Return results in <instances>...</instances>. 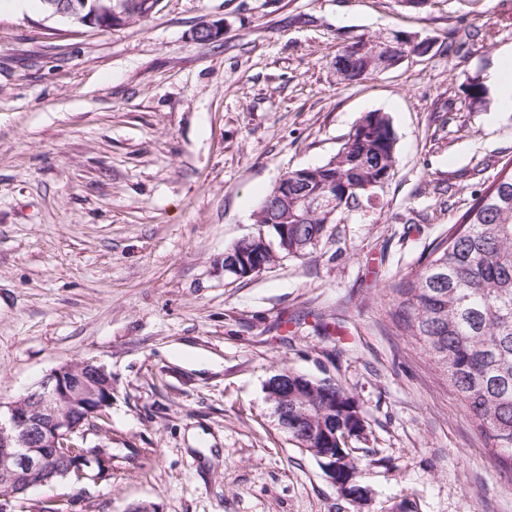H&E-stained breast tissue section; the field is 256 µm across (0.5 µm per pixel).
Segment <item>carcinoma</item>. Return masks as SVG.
I'll list each match as a JSON object with an SVG mask.
<instances>
[{"label": "carcinoma", "instance_id": "1", "mask_svg": "<svg viewBox=\"0 0 512 512\" xmlns=\"http://www.w3.org/2000/svg\"><path fill=\"white\" fill-rule=\"evenodd\" d=\"M125 5L124 23L144 21L158 0H112ZM478 31L448 34V52H458ZM422 54L404 45L400 31L359 39L335 56L341 83L350 84L378 73L380 57L393 65L404 54ZM488 91L475 76L467 84L468 106L487 104ZM396 134L390 117L368 112L346 135L327 162L306 167V174L288 172L254 213L275 241V252L295 257L310 254L326 236L328 225L345 211L362 205L364 185L395 166ZM333 193L328 211H302L298 193ZM288 217V249L281 248L277 224ZM270 265L275 255L254 254L244 240L224 252L231 269L242 257ZM404 329L443 369L450 386L479 428L492 440V451L512 469V170L486 188L448 237L438 242L415 275L396 286ZM277 425L298 448L316 461L336 458V479L358 472V460L347 449L348 439L364 433L355 398L327 379L288 374V408L270 400Z\"/></svg>", "mask_w": 512, "mask_h": 512}]
</instances>
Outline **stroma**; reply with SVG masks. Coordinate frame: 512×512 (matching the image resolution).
I'll list each match as a JSON object with an SVG mask.
<instances>
[{
    "label": "stroma",
    "instance_id": "1",
    "mask_svg": "<svg viewBox=\"0 0 512 512\" xmlns=\"http://www.w3.org/2000/svg\"><path fill=\"white\" fill-rule=\"evenodd\" d=\"M204 23L223 36L193 40ZM388 28L435 46L337 83L338 51ZM511 50L512 0H160L112 29L1 12L0 403L67 362L112 374L111 480L40 486L12 512H512V470L394 292L512 167L498 90L466 98ZM374 110L397 138L384 186L306 257L226 274L272 187ZM284 368L358 401L365 506L279 428L265 383Z\"/></svg>",
    "mask_w": 512,
    "mask_h": 512
}]
</instances>
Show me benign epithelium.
Wrapping results in <instances>:
<instances>
[{
	"label": "benign epithelium",
	"mask_w": 512,
	"mask_h": 512,
	"mask_svg": "<svg viewBox=\"0 0 512 512\" xmlns=\"http://www.w3.org/2000/svg\"><path fill=\"white\" fill-rule=\"evenodd\" d=\"M53 16L94 28L118 27L121 15L112 7L90 15L79 0H48ZM301 208L328 210L335 199L310 194L297 200ZM112 406V373L93 358L60 365L35 389L0 411V488L11 496L72 474L93 481L112 475V458L104 442L77 446L90 433H100L96 420Z\"/></svg>",
	"instance_id": "obj_1"
}]
</instances>
